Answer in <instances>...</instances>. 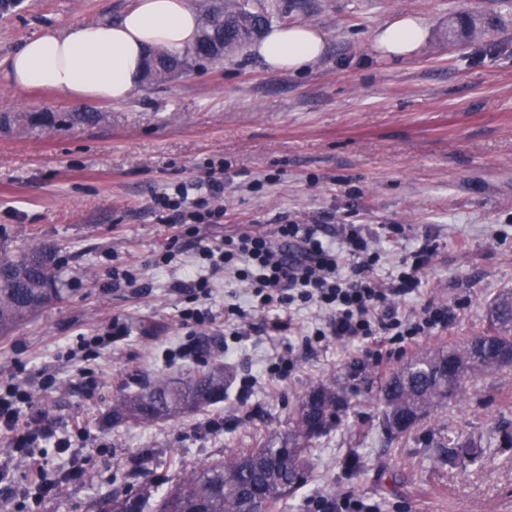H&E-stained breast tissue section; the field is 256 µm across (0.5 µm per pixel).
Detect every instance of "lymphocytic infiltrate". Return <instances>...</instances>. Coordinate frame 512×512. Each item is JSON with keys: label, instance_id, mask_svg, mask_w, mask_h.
Returning <instances> with one entry per match:
<instances>
[{"label": "lymphocytic infiltrate", "instance_id": "lymphocytic-infiltrate-1", "mask_svg": "<svg viewBox=\"0 0 512 512\" xmlns=\"http://www.w3.org/2000/svg\"><path fill=\"white\" fill-rule=\"evenodd\" d=\"M223 195V181L211 179L198 196L180 184L156 204L167 223L194 236L201 225L223 223L224 209L217 204ZM377 236L367 225L341 224L326 237L317 225L293 221L271 230L225 233L221 243L201 246L199 263L173 282V290L186 297L179 321L185 327L211 321L213 278L221 273L247 290L245 302L224 307L225 335L238 343L254 334L296 331L301 336L300 344L262 363L270 387L288 379L304 353L330 338L363 344L382 336L394 344L395 355H404L448 325L447 305L432 300L417 307L406 304L424 283L436 246L422 239L387 272L372 245ZM29 402V393L17 384L0 394V434L10 436L13 454L35 459L40 443L48 439L67 451L70 440L53 438L45 423L22 429L21 408Z\"/></svg>", "mask_w": 512, "mask_h": 512}]
</instances>
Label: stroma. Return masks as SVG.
<instances>
[{
    "instance_id": "35a3bbf8",
    "label": "stroma",
    "mask_w": 512,
    "mask_h": 512,
    "mask_svg": "<svg viewBox=\"0 0 512 512\" xmlns=\"http://www.w3.org/2000/svg\"><path fill=\"white\" fill-rule=\"evenodd\" d=\"M0 10V61L44 27L116 20L133 0H9ZM276 25L311 23L326 37L319 62L271 72L249 48L205 59L162 84L140 82L120 104L88 105L46 87L18 91L0 82V113L50 112L54 124L0 129V248L38 240L55 249L61 301L10 336L0 337V382L20 383L43 408L56 436L42 445V470L62 482L32 502L33 479L17 461L0 482V512H94L99 498L145 484L166 488L182 471L287 432L302 396L334 379L349 407L315 443L304 487L270 512H309L315 495L351 492L377 512H512V371L482 376L478 394L439 407L417 427L387 437L378 391L404 365L365 363L364 346L327 341L309 353L280 390L260 363L295 343L292 335L251 337L224 353V301L215 276L214 323L197 327L202 357L166 363L165 349L185 341L172 284L179 268L150 263L175 228L151 208L156 192L205 179L223 164V223L202 226L203 241L279 217L327 224H400L380 239L385 267L424 235L439 250L421 293L446 303L451 317L420 350L486 333L487 305L512 292V0H262ZM416 14L429 35L419 53L390 61L373 33ZM496 14L482 39L449 42L463 15ZM105 113L95 124L82 112ZM144 270L141 290L112 285V265ZM131 332L99 358H67L81 337L112 317ZM223 366L227 390L208 409L146 426L108 423L115 398L159 374ZM256 376L251 417L235 393ZM220 427H210L212 419ZM493 454L490 469L448 466L436 445L448 433ZM149 455L133 474V458ZM78 478L65 479L72 467Z\"/></svg>"
}]
</instances>
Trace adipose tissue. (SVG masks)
<instances>
[{"label":"adipose tissue","mask_w":512,"mask_h":512,"mask_svg":"<svg viewBox=\"0 0 512 512\" xmlns=\"http://www.w3.org/2000/svg\"><path fill=\"white\" fill-rule=\"evenodd\" d=\"M199 31L189 0H135L114 22L45 29L7 59L0 76L17 89L45 86L85 103H120L140 81L149 48L184 51ZM427 37L421 16L403 14L375 31L374 45L383 58L405 60ZM250 51L270 71H296L323 56L324 33L310 23L273 26Z\"/></svg>","instance_id":"adipose-tissue-1"}]
</instances>
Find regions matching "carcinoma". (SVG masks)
I'll return each mask as SVG.
<instances>
[{"mask_svg":"<svg viewBox=\"0 0 512 512\" xmlns=\"http://www.w3.org/2000/svg\"><path fill=\"white\" fill-rule=\"evenodd\" d=\"M271 13L263 4L224 0V12L211 11L195 47L183 56L164 48L152 52L147 76L166 79L189 59H219L241 41L264 30ZM44 114L5 113L6 126H41ZM55 257L42 243L29 241L14 250H0V336L10 334L60 297ZM498 329L446 348L414 354L379 390L382 426L391 435L414 429L433 410L450 400L465 402L476 393L478 378L499 370L498 360L512 351V293L489 305ZM336 380L311 388L301 399L288 431L259 448L234 451L224 460L184 471L160 496L147 487L119 492L97 504L100 512H269L294 494L309 476L307 454L314 441L327 433L344 408ZM224 397V370L180 377L159 375L138 392L122 394L112 404L114 422L151 424L198 412ZM442 456L453 463L477 455L457 436H448Z\"/></svg>","mask_w":512,"mask_h":512,"instance_id":"cac0c4a2","label":"carcinoma"}]
</instances>
